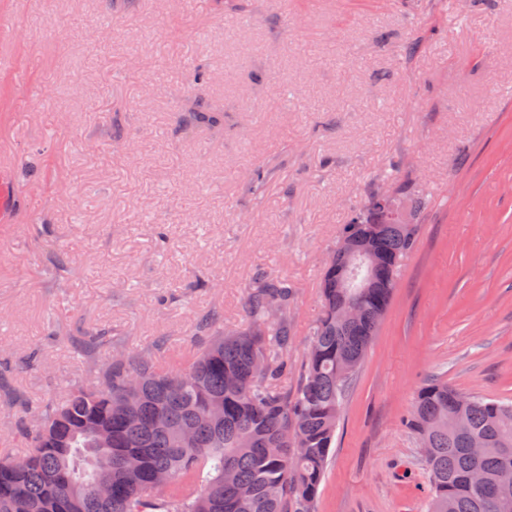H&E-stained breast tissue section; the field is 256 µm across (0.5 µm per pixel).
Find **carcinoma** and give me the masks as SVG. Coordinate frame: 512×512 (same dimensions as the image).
<instances>
[{"label": "carcinoma", "mask_w": 512, "mask_h": 512, "mask_svg": "<svg viewBox=\"0 0 512 512\" xmlns=\"http://www.w3.org/2000/svg\"><path fill=\"white\" fill-rule=\"evenodd\" d=\"M184 120L220 128L224 113L198 103ZM274 177L254 168L247 186L260 193ZM402 199L390 174L343 225L297 364L288 360L295 291L281 278L249 288V330H225L215 311L196 325L202 342L193 358L172 366L139 352L115 356L99 334L77 342L96 385L69 388L40 407L36 428L19 426L29 451L0 457V512H315L344 402L418 244L428 200L410 202L408 220ZM364 238L371 258L357 275L370 271L367 287H336L351 261L346 245ZM350 302L362 309L356 321L341 318ZM290 371L294 386L280 388ZM132 374L141 379L136 393L127 389ZM460 401L463 430L448 419ZM402 422L430 477L429 512H512V399L463 394L433 377ZM474 439L486 442L480 457L470 452ZM476 468L495 474L496 484L472 483ZM159 473L167 482L156 491ZM103 475L112 479V500L100 505L93 487Z\"/></svg>", "instance_id": "1"}]
</instances>
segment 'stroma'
I'll return each mask as SVG.
<instances>
[{"label": "stroma", "mask_w": 512, "mask_h": 512, "mask_svg": "<svg viewBox=\"0 0 512 512\" xmlns=\"http://www.w3.org/2000/svg\"><path fill=\"white\" fill-rule=\"evenodd\" d=\"M247 4L0 0V454L90 382L69 335L183 358L211 309L249 328L262 275L295 288L300 361L320 270L391 173L430 203L318 512H426L418 386L512 398V0ZM196 98L223 128L183 124ZM258 165L277 177L254 196Z\"/></svg>", "instance_id": "1"}]
</instances>
